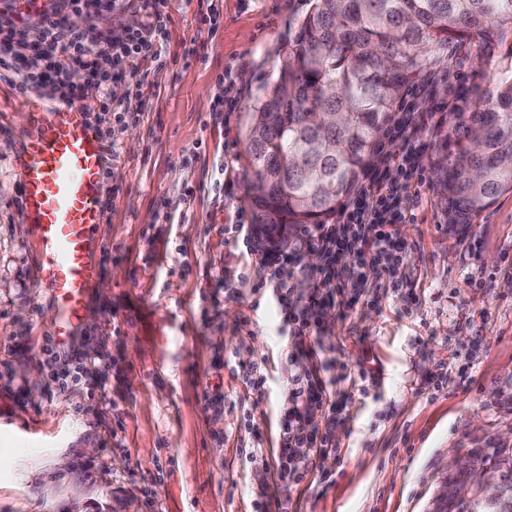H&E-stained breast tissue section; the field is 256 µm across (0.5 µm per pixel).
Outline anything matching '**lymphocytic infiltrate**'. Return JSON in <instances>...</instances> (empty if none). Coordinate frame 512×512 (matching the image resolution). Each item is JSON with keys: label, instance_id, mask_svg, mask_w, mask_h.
I'll return each mask as SVG.
<instances>
[{"label": "lymphocytic infiltrate", "instance_id": "obj_1", "mask_svg": "<svg viewBox=\"0 0 512 512\" xmlns=\"http://www.w3.org/2000/svg\"><path fill=\"white\" fill-rule=\"evenodd\" d=\"M165 2L141 0L144 21L110 40L89 38L86 31L66 24L68 14L87 9V0H50L47 8L31 20L16 18L12 7H5L0 10V80L10 82L22 92L48 88L73 101L77 95L67 88V67L93 73L107 67L113 79L134 83L138 101L134 108L114 103L113 126L120 128L136 121L152 95L146 65L156 58L155 45L165 37L160 16ZM31 25L40 31L39 42L34 46L24 38L25 28ZM422 102V90L411 93L394 128L400 141L398 148L387 152L380 165L364 175L357 193L342 207L334 223L303 225L297 228L288 248L263 251L244 225H231L243 255L260 256L295 350L316 343L317 317L331 302L332 289L340 287L348 265L365 266L372 273L389 275L403 263L405 244L397 227L416 223L417 211L422 206L417 189L428 178L423 147L414 137L416 127L433 116ZM304 252L315 253L319 264L310 272L312 286L307 294L298 295L291 284L295 275L293 264ZM326 391V380L319 370H311L301 379L292 378L288 406L279 421V451L275 458L279 478L302 481L304 471L313 465V456L335 451L331 439L314 434L306 423L312 405L326 404Z\"/></svg>", "mask_w": 512, "mask_h": 512}]
</instances>
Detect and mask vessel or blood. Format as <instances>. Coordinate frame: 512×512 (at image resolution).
<instances>
[{
    "label": "vessel or blood",
    "instance_id": "vessel-or-blood-1",
    "mask_svg": "<svg viewBox=\"0 0 512 512\" xmlns=\"http://www.w3.org/2000/svg\"><path fill=\"white\" fill-rule=\"evenodd\" d=\"M26 138L17 161L22 220L40 253L35 279L58 312L54 340L68 347L100 268L93 231L103 223V171L112 151L77 104L27 107Z\"/></svg>",
    "mask_w": 512,
    "mask_h": 512
}]
</instances>
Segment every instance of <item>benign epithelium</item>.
<instances>
[{
    "label": "benign epithelium",
    "mask_w": 512,
    "mask_h": 512,
    "mask_svg": "<svg viewBox=\"0 0 512 512\" xmlns=\"http://www.w3.org/2000/svg\"><path fill=\"white\" fill-rule=\"evenodd\" d=\"M512 452V442L497 439L488 448H469L463 454L452 457L446 472L451 478H443L438 483L433 499V509L441 505L462 504L468 512H488L489 507L512 500V483L498 478L495 468L487 466L478 469L475 461L478 455H492V462L503 461Z\"/></svg>",
    "instance_id": "benign-epithelium-1"
}]
</instances>
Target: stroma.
Listing matches in <instances>:
<instances>
[{
	"instance_id": "1",
	"label": "stroma",
	"mask_w": 512,
	"mask_h": 512,
	"mask_svg": "<svg viewBox=\"0 0 512 512\" xmlns=\"http://www.w3.org/2000/svg\"><path fill=\"white\" fill-rule=\"evenodd\" d=\"M310 7L215 0L205 30L197 0H168L148 108L120 136L95 128L120 159L104 173L99 284L71 343L81 365L42 353L55 317L21 218L23 97L0 80V512H64L76 493L88 512H253L262 481L272 512H428L451 454L512 433V193L462 229L428 179L417 222L398 227L405 265L337 289L297 363L266 270L224 237L251 221L247 112ZM440 58L451 77L425 81L430 106L492 75L471 46ZM227 70L239 104L226 127L211 112ZM255 364L261 394L247 389ZM313 367L336 411L311 408L308 424L337 450L297 484L274 476L273 456L288 381Z\"/></svg>"
}]
</instances>
